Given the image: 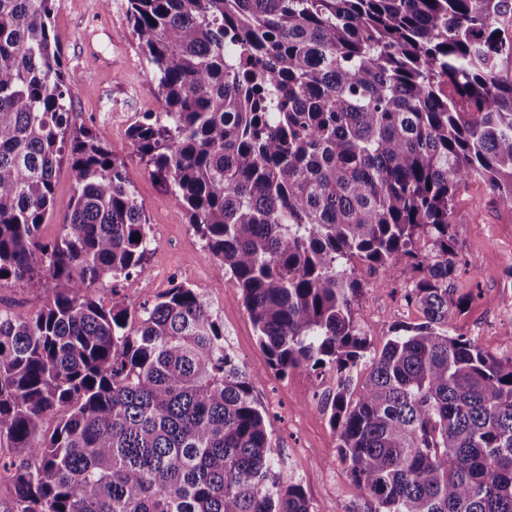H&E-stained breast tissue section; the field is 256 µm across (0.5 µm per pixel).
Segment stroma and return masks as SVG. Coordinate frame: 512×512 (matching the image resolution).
Returning a JSON list of instances; mask_svg holds the SVG:
<instances>
[{"instance_id":"35a3bbf8","label":"stroma","mask_w":512,"mask_h":512,"mask_svg":"<svg viewBox=\"0 0 512 512\" xmlns=\"http://www.w3.org/2000/svg\"><path fill=\"white\" fill-rule=\"evenodd\" d=\"M55 30L67 68L77 79L71 91L78 124L88 127L126 164L138 197L148 204L151 240L144 274L116 282L117 296L137 311L178 283L199 289L224 322V345L257 375L255 394L270 414L279 449L277 469L302 484L312 512H351L359 491L342 463L338 436L321 399L336 387L329 368L280 374L269 367L242 302L241 292L217 270V261L182 217L180 199L158 182L136 155L129 127L144 112H159L150 67L128 18V0H57ZM455 231L463 268L458 292L474 293L464 312L452 315L450 331L473 340L498 359H512V310L502 304L512 268V210L499 206L484 183L473 181L455 198ZM365 285L354 317L379 348L400 323H419L402 289L416 271L385 272L358 265Z\"/></svg>"}]
</instances>
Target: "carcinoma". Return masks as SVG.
Segmentation results:
<instances>
[{
	"mask_svg": "<svg viewBox=\"0 0 512 512\" xmlns=\"http://www.w3.org/2000/svg\"><path fill=\"white\" fill-rule=\"evenodd\" d=\"M128 2L163 101L134 150L269 366L336 370L351 512H512V360L448 328L471 301L452 287L456 193L480 180L512 210V0ZM55 12L0 0V281L51 291L0 311L4 512H311L203 296L178 284L132 318L104 293L145 273L148 205L74 122ZM64 162L70 215L44 243ZM358 262L421 272L404 298L422 322L379 350L353 316Z\"/></svg>",
	"mask_w": 512,
	"mask_h": 512,
	"instance_id": "obj_1",
	"label": "carcinoma"
}]
</instances>
